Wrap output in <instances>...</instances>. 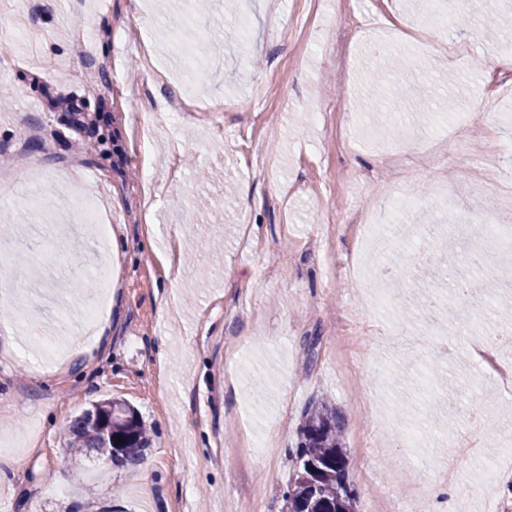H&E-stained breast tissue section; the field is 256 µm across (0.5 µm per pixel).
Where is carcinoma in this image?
I'll use <instances>...</instances> for the list:
<instances>
[{"label": "carcinoma", "instance_id": "carcinoma-1", "mask_svg": "<svg viewBox=\"0 0 512 512\" xmlns=\"http://www.w3.org/2000/svg\"><path fill=\"white\" fill-rule=\"evenodd\" d=\"M70 450L86 449L110 461H132L143 455L148 440L136 410L121 399L96 402L72 418L66 427ZM294 453L295 477L285 495L287 510L297 505V490L314 485L318 491L316 512H355V494L349 490L347 470L338 466L346 459L342 442L343 421L326 403L310 407L299 428ZM121 442H116V438Z\"/></svg>", "mask_w": 512, "mask_h": 512}]
</instances>
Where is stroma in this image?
<instances>
[{
    "label": "stroma",
    "instance_id": "obj_1",
    "mask_svg": "<svg viewBox=\"0 0 512 512\" xmlns=\"http://www.w3.org/2000/svg\"><path fill=\"white\" fill-rule=\"evenodd\" d=\"M0 0V479L10 512H285L303 414L344 421L356 512H410L454 459L456 512H494L512 393L471 359L483 326L512 358L501 239L460 321L428 254L473 208L512 217V0ZM500 35L483 36L484 17ZM100 114L83 135L58 95ZM197 109L173 116L176 103ZM251 188L249 200L237 192ZM413 200L419 250L357 223ZM92 201L123 250L60 223ZM181 246L173 271L169 248ZM99 307L107 341L74 340ZM134 407L132 463L67 450L101 400ZM422 427L429 447H406ZM264 442L256 451V442Z\"/></svg>",
    "mask_w": 512,
    "mask_h": 512
}]
</instances>
